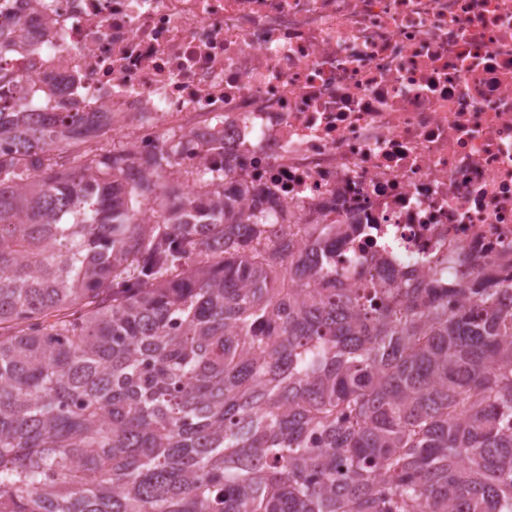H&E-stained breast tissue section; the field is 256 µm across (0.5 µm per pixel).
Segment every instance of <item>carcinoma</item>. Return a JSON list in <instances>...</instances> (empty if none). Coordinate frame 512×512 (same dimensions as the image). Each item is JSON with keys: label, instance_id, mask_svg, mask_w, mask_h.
<instances>
[{"label": "carcinoma", "instance_id": "obj_1", "mask_svg": "<svg viewBox=\"0 0 512 512\" xmlns=\"http://www.w3.org/2000/svg\"><path fill=\"white\" fill-rule=\"evenodd\" d=\"M0 65V512H512V288L343 284L177 150L26 112ZM156 204L147 224L141 207Z\"/></svg>", "mask_w": 512, "mask_h": 512}]
</instances>
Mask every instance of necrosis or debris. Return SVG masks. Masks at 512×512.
<instances>
[{"label":"necrosis or debris","instance_id":"necrosis-or-debris-1","mask_svg":"<svg viewBox=\"0 0 512 512\" xmlns=\"http://www.w3.org/2000/svg\"><path fill=\"white\" fill-rule=\"evenodd\" d=\"M0 64L38 112L112 115L134 167L258 186L336 243L347 287L464 257L512 284V0H0ZM386 259L366 268V258Z\"/></svg>","mask_w":512,"mask_h":512}]
</instances>
